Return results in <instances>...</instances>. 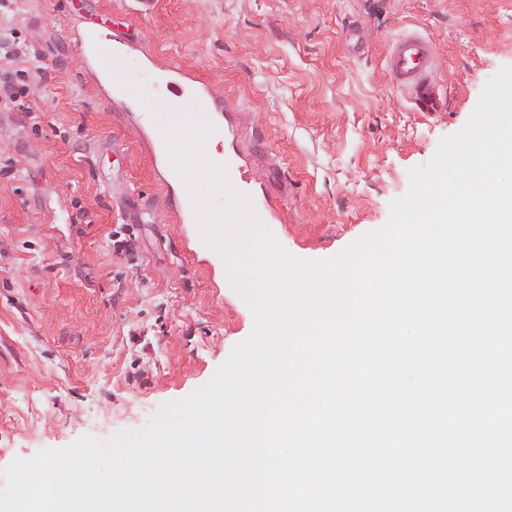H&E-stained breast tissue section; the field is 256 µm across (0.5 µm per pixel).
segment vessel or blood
<instances>
[{
	"mask_svg": "<svg viewBox=\"0 0 512 512\" xmlns=\"http://www.w3.org/2000/svg\"><path fill=\"white\" fill-rule=\"evenodd\" d=\"M120 37L111 34L108 29L99 28L84 37L78 44L82 53L92 55L98 68L105 73L125 69L128 60L120 47ZM388 69L396 83L411 93L414 108L420 112L435 113L442 111L446 97L439 86L428 77L434 66V58L429 40L418 32H408L397 37L388 52ZM188 73L177 64L169 65L166 70L167 87L188 86L198 104L217 107L218 101L205 85H188ZM126 92L137 98L144 113L155 115L161 99L157 87H142L129 84ZM224 165L232 188L242 195H249V167L251 161L246 156L238 159H225Z\"/></svg>",
	"mask_w": 512,
	"mask_h": 512,
	"instance_id": "obj_1",
	"label": "vessel or blood"
}]
</instances>
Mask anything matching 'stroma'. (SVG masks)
Instances as JSON below:
<instances>
[{
  "label": "stroma",
  "mask_w": 512,
  "mask_h": 512,
  "mask_svg": "<svg viewBox=\"0 0 512 512\" xmlns=\"http://www.w3.org/2000/svg\"><path fill=\"white\" fill-rule=\"evenodd\" d=\"M122 37L130 78L173 62L239 128L252 187L295 257H335L383 227L439 140L512 66V0H10L0 33L34 77L0 108V470L14 459L144 428L206 384L254 328L180 195L137 104L76 40ZM360 30L358 55L346 50ZM409 30L434 49L440 115L414 111L387 69Z\"/></svg>",
  "instance_id": "35a3bbf8"
}]
</instances>
